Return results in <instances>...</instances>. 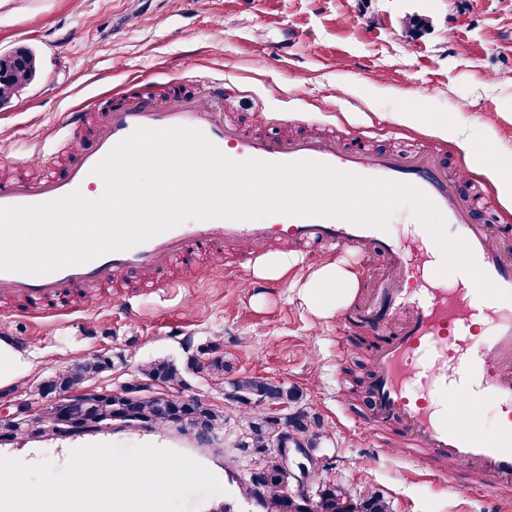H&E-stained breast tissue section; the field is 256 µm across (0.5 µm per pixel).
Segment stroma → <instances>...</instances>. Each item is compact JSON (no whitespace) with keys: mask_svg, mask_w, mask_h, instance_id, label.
Listing matches in <instances>:
<instances>
[{"mask_svg":"<svg viewBox=\"0 0 512 512\" xmlns=\"http://www.w3.org/2000/svg\"><path fill=\"white\" fill-rule=\"evenodd\" d=\"M425 18L412 30V16ZM32 49L36 80L0 107V180L35 175V154L72 137L90 143L95 123L65 129L66 115L113 91L147 99L189 95L191 73L229 83L224 119L265 137L307 133L346 138L369 133L372 149L422 147L442 156L449 177L466 173L495 183L475 212L478 224L512 223V195L498 185L494 163L512 162V0H0V55ZM457 124L465 140L448 136ZM297 259L287 281L253 284L254 261L227 256L220 269L173 271L178 288L160 298L128 274L69 294L86 307L74 321L38 324L14 317L0 325L36 356V367L11 395L27 398L55 370L93 354L111 356L96 387H114L155 358L182 361L218 342L230 376L243 373L297 387L301 408L319 417L316 450L324 478L353 495H382L391 512H497L477 493V474L456 464L447 485L409 463L393 427L359 432L370 373L364 350L339 352L338 314L319 317L300 287L319 260L287 246ZM99 443L153 444L182 452L212 471L221 492L195 496L194 512L230 501L252 512L229 473L241 469L232 435L206 445L174 428H113L95 435L0 443V456L27 462Z\"/></svg>","mask_w":512,"mask_h":512,"instance_id":"obj_1","label":"stroma"}]
</instances>
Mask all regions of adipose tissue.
<instances>
[{
  "label": "adipose tissue",
  "mask_w": 512,
  "mask_h": 512,
  "mask_svg": "<svg viewBox=\"0 0 512 512\" xmlns=\"http://www.w3.org/2000/svg\"><path fill=\"white\" fill-rule=\"evenodd\" d=\"M356 274L335 261L321 264L302 286V299L314 313L325 315L346 303Z\"/></svg>",
  "instance_id": "ef3b65f1"
}]
</instances>
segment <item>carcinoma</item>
<instances>
[{
	"label": "carcinoma",
	"instance_id": "obj_1",
	"mask_svg": "<svg viewBox=\"0 0 512 512\" xmlns=\"http://www.w3.org/2000/svg\"><path fill=\"white\" fill-rule=\"evenodd\" d=\"M33 54L28 50H17L0 59V101L15 95V91L31 77L30 61ZM220 345L211 343L198 349L197 357L183 365L170 360H153L141 365L138 375L151 378L171 388L180 387L185 375L194 373L213 381L217 388L231 387L241 393L254 395L269 406L280 405L293 410L294 428L308 436V448L319 445L320 434L313 431L316 421L307 412L297 408L299 391L283 383L259 376L243 375L224 377L228 368L224 356L219 354ZM112 367V359L104 355H93L79 360L55 373L44 382L41 393L56 394L84 386ZM126 400L123 392H103L93 402L72 401L66 405L50 403L45 413L73 417H93L111 414L123 408ZM155 419V428H167L174 420L184 421L195 428L218 435L224 432V412L215 409L205 399L185 402L173 397L169 400L151 399L140 405ZM281 424L278 419L262 410L251 407L241 409L240 420L234 429V449L239 457L247 461L240 480L257 478L261 484L258 495L259 512H389L383 497L374 493L366 497H354L344 486L331 480L317 483L315 491L302 497L289 491L291 478L283 469L274 441L279 436Z\"/></svg>",
	"mask_w": 512,
	"mask_h": 512
}]
</instances>
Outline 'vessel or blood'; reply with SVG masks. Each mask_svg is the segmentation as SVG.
I'll list each match as a JSON object with an SVG mask.
<instances>
[{
    "label": "vessel or blood",
    "instance_id": "obj_1",
    "mask_svg": "<svg viewBox=\"0 0 512 512\" xmlns=\"http://www.w3.org/2000/svg\"><path fill=\"white\" fill-rule=\"evenodd\" d=\"M223 84H201L190 96L163 101L126 93L99 101L100 121L92 145L68 141L71 155L62 172L52 169L50 155L36 156L46 174L38 180L0 183V208L32 206L85 192L100 183L95 167L136 129L190 127L201 130L229 158L267 162L314 160L364 177L404 182L423 191L444 215L449 231L464 238L476 262L505 291L502 299L479 296L462 273L440 276L433 265L437 248L422 226L403 236L388 230L353 225L325 217L273 214L251 221L189 220L124 251L101 255L42 275L0 271V296L24 299L38 320L68 318L58 296L136 271L157 294L174 285L173 265H189L206 253L222 265L231 252L260 255L273 240L308 244L325 254L353 253L380 257L386 269H366L367 288L355 306L357 316L373 325L381 338L371 348L368 381L370 428L395 425L406 436V453L419 461L433 451L448 464L467 463L490 488L512 485V250L486 224L471 223L469 199L451 180L444 162L429 152L371 153L361 139L340 143L303 136L274 140L224 121ZM487 331L482 341L469 335L474 320ZM457 379L449 389V379ZM482 382V396L505 411L493 435L448 408V393L467 398L468 382Z\"/></svg>",
    "mask_w": 512,
    "mask_h": 512
}]
</instances>
